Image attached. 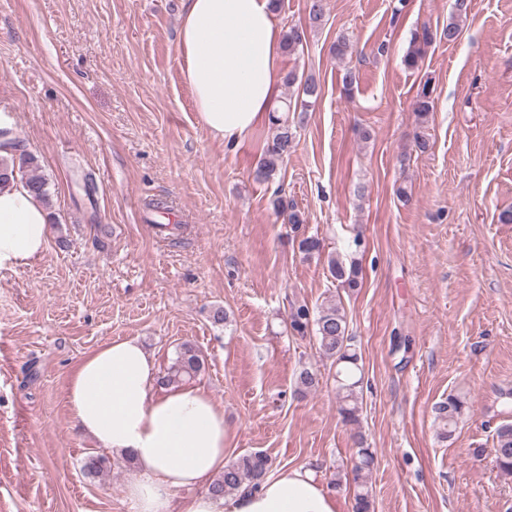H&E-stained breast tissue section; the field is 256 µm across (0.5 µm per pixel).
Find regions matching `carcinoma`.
Instances as JSON below:
<instances>
[{
    "mask_svg": "<svg viewBox=\"0 0 512 512\" xmlns=\"http://www.w3.org/2000/svg\"><path fill=\"white\" fill-rule=\"evenodd\" d=\"M303 27L292 25L284 34L283 51L293 54L305 41ZM434 39L433 32L425 27L422 33L414 38L418 47L409 51L404 59L407 66H418V61ZM284 83L290 88H297L302 95L312 96L316 93V82L311 75L299 74L294 70L284 76ZM412 110L418 117L424 118L432 111L431 90L423 85L412 103ZM276 126L272 141L267 143L261 158L254 170L255 179L260 182H269L275 179L280 172L284 159L291 154L295 133L288 119L273 118ZM0 147L11 151L7 156H0V185H7L15 180L23 181L34 195L42 202L48 200L49 191L46 179L36 172L35 158L24 153L14 157V151L19 144L13 136V130L3 127L0 129ZM274 210L287 217L288 223L297 228L305 223L302 213L295 209L294 204L277 195L272 200ZM327 270L330 277L343 288L354 290L360 287L359 276L361 270L358 262L352 260L348 263L342 259L329 256ZM289 325L292 332L304 337L314 333L319 347L324 355L336 360V391L339 397L338 412L344 423L359 424L361 409L360 386L362 383L361 370L358 364V355L351 348V336L348 334V325L345 313L339 304H332L311 314L306 306L292 309L289 315ZM205 361L201 352L192 344L182 345L173 364L167 372L159 377V384L169 386L185 378L191 379L204 369ZM299 387L303 390H312L319 383L317 372L309 367H302L297 376ZM463 403L450 396L435 404L436 418L443 423L442 435L451 438L456 430L458 419L462 414ZM357 445V458L353 464L352 482L355 485L353 512H373L371 495L366 485L365 472L374 463V452L364 447V438L361 434H354ZM492 453L497 467L508 474H512V424L500 425L493 438ZM109 459L98 454H91L85 458L83 471L88 475H97L108 468ZM270 468L268 457L261 452H250L231 462L209 487L210 493L216 498H222L239 490L243 485L257 487Z\"/></svg>",
    "mask_w": 512,
    "mask_h": 512,
    "instance_id": "carcinoma-1",
    "label": "carcinoma"
}]
</instances>
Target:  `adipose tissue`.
Wrapping results in <instances>:
<instances>
[{"label":"adipose tissue","instance_id":"ef3b65f1","mask_svg":"<svg viewBox=\"0 0 512 512\" xmlns=\"http://www.w3.org/2000/svg\"><path fill=\"white\" fill-rule=\"evenodd\" d=\"M282 29L270 0H185L177 38L182 75L200 124L239 145L277 107L283 82ZM44 206L16 181L0 189V270L41 256ZM154 356L138 338L108 341L86 354L66 391L71 420L103 449L134 456L126 487L133 512H337L336 497L305 467L264 478L220 499L178 502L223 472L224 411L199 386L161 388Z\"/></svg>","mask_w":512,"mask_h":512}]
</instances>
